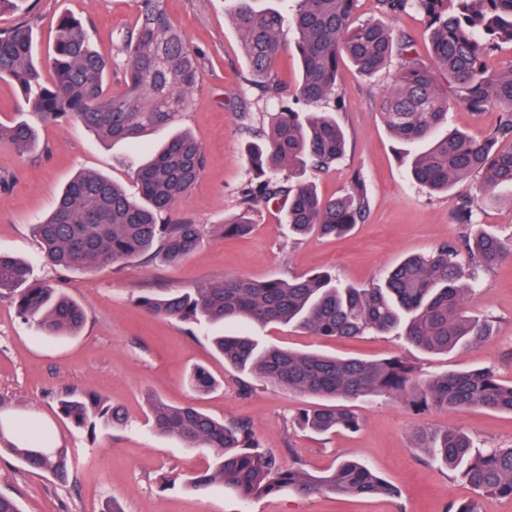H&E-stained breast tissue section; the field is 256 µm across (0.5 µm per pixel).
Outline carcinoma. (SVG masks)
<instances>
[{"instance_id": "carcinoma-1", "label": "carcinoma", "mask_w": 512, "mask_h": 512, "mask_svg": "<svg viewBox=\"0 0 512 512\" xmlns=\"http://www.w3.org/2000/svg\"><path fill=\"white\" fill-rule=\"evenodd\" d=\"M23 2L0 0V13H22L20 21L0 28V79L21 89L27 112L54 123L76 119L112 141H139L151 130L171 129L160 145L143 146L145 157L134 170L138 196H129L119 184L93 172L80 173L66 184L48 217L34 225L40 255L54 267L90 272L153 251L164 262L178 264L194 255L209 233L249 234L250 213L270 203H283L285 223L298 237L349 232L369 211L361 178L330 199L320 196L310 182L278 178L285 169L291 174L328 169L343 157L346 137L336 119L341 98L337 77L347 62L372 76L399 58L398 77L384 93L381 114L390 133L411 147L405 157L413 181L431 193H446L478 173L479 195L487 203L499 201L500 188L512 187V67H489L499 47L512 44V0H375L385 17L409 8L423 14L430 32L426 59L414 50L409 35L388 23H355L358 0H293L288 17L276 8L260 7L261 0H233L231 22L255 85L263 96L279 102V110L269 113L268 130L255 131L256 142L247 149L250 176L241 189V213L211 227L172 220L175 205L189 196L205 164L201 143L179 128L201 80V57L172 24L163 0H141L138 19L122 40L121 64L94 49L80 22L61 18L48 60L50 80L34 61L38 16ZM286 25L294 34L291 42L284 38ZM286 50L301 64L291 94L272 69ZM114 66L120 67L122 86L116 95L106 87ZM439 74L455 89L459 105L473 111L502 109L499 125L481 139L448 130V97L439 86ZM35 139V128L27 120L0 122V141L20 151L30 150ZM471 212V200H461L457 223L470 226L467 233L427 254L403 259L367 288L327 273L226 278L160 296L144 294L138 303L153 315L187 324L245 319L260 326L294 324L322 337L396 332L421 350L446 353L489 336L490 324L470 315L466 303L480 273L512 257V238L506 241L472 223ZM5 290L19 315L44 336L73 335L85 322L82 306L62 289L30 280L27 262L0 255V294ZM213 344L224 363L241 373L320 400L298 418L300 425L320 433L358 429L351 403L381 394L424 409L482 408L512 415V381H501L489 368L422 379L399 357L345 359L264 346L252 336H217ZM189 381L201 393L217 385L202 368L193 370ZM147 403L155 431L186 448L216 453L214 467L191 479L197 489L218 486L243 500L284 488L304 495L392 493L364 463L347 460L317 476L298 465L286 469L260 449L244 421L226 422L154 397ZM59 405L81 428L125 422L119 408L94 393L67 389ZM415 436L430 460L448 466L472 487L512 498V447L475 454L470 437L459 428L418 431ZM2 453L60 484L69 480L72 462L67 449L52 446L40 434L18 435L0 420Z\"/></svg>"}]
</instances>
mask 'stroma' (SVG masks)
<instances>
[{
	"label": "stroma",
	"mask_w": 512,
	"mask_h": 512,
	"mask_svg": "<svg viewBox=\"0 0 512 512\" xmlns=\"http://www.w3.org/2000/svg\"><path fill=\"white\" fill-rule=\"evenodd\" d=\"M39 14L36 55L46 62L52 52L58 18L67 14L87 28L94 48L106 58L117 54L120 32L133 26L137 0H28ZM165 9L200 51L202 80L183 118L201 142L202 175L172 216L197 224H220L239 209V190L249 176L245 145L248 126L264 124L277 102L257 99L247 58L228 17L227 0H165ZM389 66L367 78L352 66L340 71L341 109L347 147L343 159L325 171H307L326 198L341 195L354 175L366 183L370 209L363 223L338 239H293L278 206L259 207L253 232L244 238L208 235L198 252L172 266L161 258L120 261L93 272L63 270L43 261L32 226L53 207L65 183L79 171L95 172L120 183L130 196L138 185L132 165L139 146L105 142L71 120L37 123V144L18 152L0 143V174L11 186L0 190V253L27 260L34 278L62 288L85 310L78 335L45 336L19 317L10 297L0 296V418L17 426L33 425L54 444L69 449L73 469L67 484L24 468L0 455V494L14 497L21 512H447L454 503L474 501L478 512H512V498L474 489L447 468L428 461L414 432L434 433L457 427L479 448L512 447V415L484 409L417 410L382 395L356 402L357 431L319 434L300 427L301 409L311 399L255 382L250 395L240 391V373L225 366L210 337L247 330L244 322L188 325L152 316L136 299L148 290L193 288L227 277L257 280L328 272L342 281L366 286L410 254H425L457 240L462 225L453 221L460 198L477 197L479 176L457 183L450 192L431 194L406 173L403 147L389 133L380 109L396 76ZM493 205L479 204L474 220L502 238L512 237V189L499 191ZM468 310L492 322L490 337L448 353H429L392 335L355 338L315 336L285 325L257 330L262 343L342 357L405 359L422 377L488 367L512 381V259L481 278ZM202 367L219 382L196 392L188 381ZM93 392L121 407L125 425L78 428L58 411L62 389ZM191 404L214 417L250 423L262 448L283 466L301 465L310 473L333 469L355 459L370 465L395 490L394 496L332 494L305 497L284 490L242 501L213 488L199 492L189 481L213 463L205 448L189 449L157 434L148 421L147 395Z\"/></svg>",
	"instance_id": "35a3bbf8"
}]
</instances>
